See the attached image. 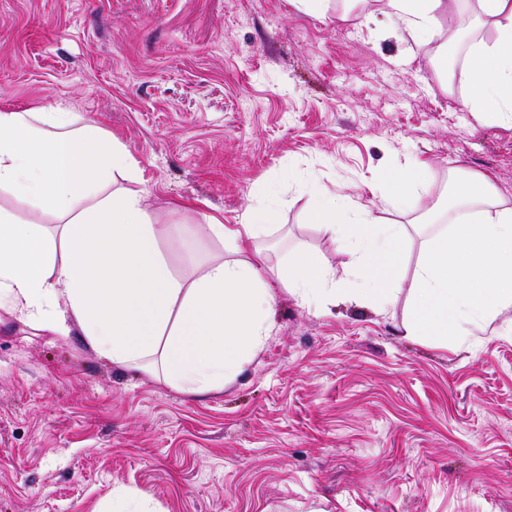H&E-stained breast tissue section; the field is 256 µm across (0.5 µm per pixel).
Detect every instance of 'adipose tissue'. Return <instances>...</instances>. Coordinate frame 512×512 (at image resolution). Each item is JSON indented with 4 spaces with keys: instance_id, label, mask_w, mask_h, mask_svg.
Instances as JSON below:
<instances>
[{
    "instance_id": "adipose-tissue-1",
    "label": "adipose tissue",
    "mask_w": 512,
    "mask_h": 512,
    "mask_svg": "<svg viewBox=\"0 0 512 512\" xmlns=\"http://www.w3.org/2000/svg\"><path fill=\"white\" fill-rule=\"evenodd\" d=\"M446 8L447 0H383L382 11L423 45ZM473 12L474 25L492 28L494 38L473 47L466 104L490 121L512 119V0H476ZM135 165L118 140L91 126L72 128L70 113L0 111V195L63 220L54 236L0 210V309L42 332L78 334L112 364H146L175 387L204 394L271 335L274 286L308 305L335 299V274L312 255L266 267L256 241L272 217L267 198L238 224L207 216L205 234L230 244L233 258L211 260L197 276L175 275L160 244L183 225L152 223L139 191L113 185L132 178ZM309 195L308 221L344 243L358 297L389 303L405 225L319 188ZM452 204L450 232L421 245L405 335L466 342L512 307V207L499 203L491 177L480 173L454 184Z\"/></svg>"
}]
</instances>
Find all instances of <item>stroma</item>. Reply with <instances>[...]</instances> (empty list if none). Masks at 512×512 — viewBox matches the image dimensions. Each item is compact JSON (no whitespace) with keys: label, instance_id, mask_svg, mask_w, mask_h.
I'll list each match as a JSON object with an SVG mask.
<instances>
[{"label":"stroma","instance_id":"1","mask_svg":"<svg viewBox=\"0 0 512 512\" xmlns=\"http://www.w3.org/2000/svg\"><path fill=\"white\" fill-rule=\"evenodd\" d=\"M450 0L424 47L380 0H0V111L66 107L126 145L153 223H240L274 188L258 242L340 270L305 183L382 208L390 173L428 165L402 223L446 210L453 177L490 175L512 207V123L479 121L461 71L491 41ZM422 236L388 312L275 291V328L199 396L0 310V512H512V309L477 345L404 335ZM174 273L229 255L199 232L161 244Z\"/></svg>","mask_w":512,"mask_h":512}]
</instances>
